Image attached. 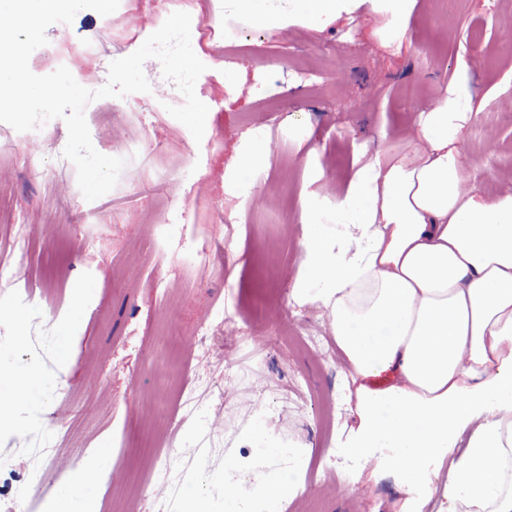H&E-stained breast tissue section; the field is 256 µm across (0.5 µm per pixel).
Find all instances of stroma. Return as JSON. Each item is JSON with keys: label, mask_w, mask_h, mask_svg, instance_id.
I'll return each instance as SVG.
<instances>
[{"label": "stroma", "mask_w": 512, "mask_h": 512, "mask_svg": "<svg viewBox=\"0 0 512 512\" xmlns=\"http://www.w3.org/2000/svg\"><path fill=\"white\" fill-rule=\"evenodd\" d=\"M195 0H120L108 16L92 10L72 23L46 30L48 42L30 56L33 73L67 67L82 86L108 81L112 61L136 51L149 35L141 12L160 28L173 12H192ZM512 0H415L400 50L384 46L370 0L316 31L301 24L269 31L226 14L223 0H206L191 28V46L207 66L195 91L213 103L211 134L195 142L167 111L180 105L167 94L133 93L110 99L104 119L90 102V136L102 154L126 161L117 186L87 201L72 163L58 150L68 138L63 120L27 132L0 123V201L11 210L0 223V360L34 370L43 390L16 406L11 432L0 433V502L10 512H30L38 497L58 505L68 475L32 473L27 450L45 458L68 455L76 470L89 467L101 449L122 462L135 497L99 486V512H153L159 501L189 512H225L224 487L242 477L255 484L282 475L283 448H297L293 485L278 512H399L406 497L395 479L380 473L359 497L346 488L354 476L328 467L349 460L347 444L358 419L350 365L337 347L322 308L298 305L292 286L302 273L301 195L318 188L319 209H329L361 165L379 153L406 147L416 114L457 79V56L481 52L486 68L470 74L481 110L468 127L465 150L474 179L494 193L512 178ZM245 74L244 92L225 87L224 69ZM262 141L265 160L248 173L238 151ZM25 225L27 238L16 229ZM268 252L275 265L276 313L253 312L255 256ZM26 279H19L18 269ZM87 318L74 337L70 360L60 358L59 327L76 295ZM254 323L250 345L202 359L200 318L229 317ZM179 320L191 342L186 351L161 336ZM319 328L327 352L315 360L292 346L283 325ZM187 364L192 397L172 403V425L198 447L195 457L175 456L180 483L146 467L167 453L168 443L149 442L134 406L145 399L158 369ZM240 372L229 377L226 362ZM98 385L83 381L88 366ZM268 382L259 395L252 380ZM343 397L333 427L322 419V401ZM65 409V426L54 413ZM229 433L214 431L215 421Z\"/></svg>", "instance_id": "stroma-1"}]
</instances>
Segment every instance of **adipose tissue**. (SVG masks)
Segmentation results:
<instances>
[{
  "label": "adipose tissue",
  "instance_id": "adipose-tissue-1",
  "mask_svg": "<svg viewBox=\"0 0 512 512\" xmlns=\"http://www.w3.org/2000/svg\"><path fill=\"white\" fill-rule=\"evenodd\" d=\"M355 0H224L260 24L325 27ZM476 96L454 83L416 117L406 149L364 163L329 212L302 195L296 299L324 309L358 381L349 442L421 489L408 512H512V186L482 193L462 146ZM389 372L372 389L368 378ZM465 448L449 457L460 432ZM99 451L60 512H96ZM443 475L435 483L434 475Z\"/></svg>",
  "mask_w": 512,
  "mask_h": 512
}]
</instances>
